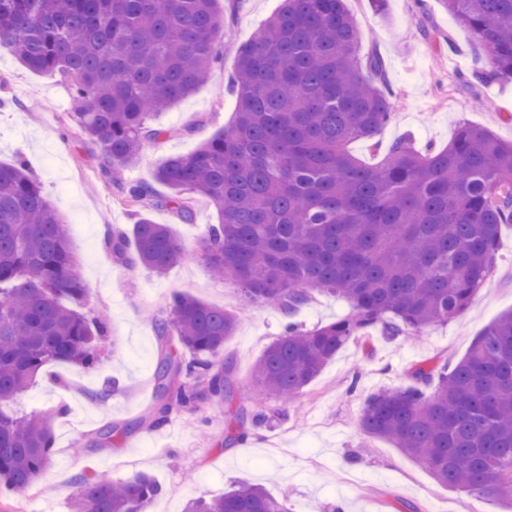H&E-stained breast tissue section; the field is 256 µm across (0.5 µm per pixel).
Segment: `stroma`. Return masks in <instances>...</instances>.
I'll return each instance as SVG.
<instances>
[{
	"label": "stroma",
	"instance_id": "1",
	"mask_svg": "<svg viewBox=\"0 0 512 512\" xmlns=\"http://www.w3.org/2000/svg\"><path fill=\"white\" fill-rule=\"evenodd\" d=\"M281 5L219 0L217 9L233 32L220 48V61L204 85L157 118L166 136L147 142L135 163L114 174L101 148L83 139L69 87L0 50V162L25 161L66 225L89 290L85 313L108 315L107 337L93 366L49 365L18 397L25 413L62 406L67 413L55 422L51 462L35 482L22 492L0 485V512H71L82 478L120 482L139 473L162 487L149 512H185L189 502L241 482L265 486L285 499L290 512H512L497 498L448 490L391 444L363 438L359 430L371 394L409 385L413 368L458 360L475 336L512 310V225L501 231L493 278L463 315L415 338L392 340L372 328L287 404L261 392L253 368L289 320L277 307L248 302L236 282L212 275L200 235L218 221L213 205L195 200L188 222L168 208L151 210L185 250V259L167 273L124 265L112 253L110 237L129 230L140 209L130 187L168 195L167 187L155 183V170L232 125L231 77L239 48ZM347 7L358 25L359 56L377 54L385 62L393 110L374 142L348 144L359 162L379 164L388 147L404 139L420 152L447 146L466 123L512 142V82L489 79L490 52L438 0H387L380 14L372 0H347ZM176 292L237 314L236 331L224 346L232 393L222 403L184 409L150 427L140 419L153 403L154 321L168 316ZM350 313L344 298L318 292L291 321L310 331ZM239 408L264 413L266 421L247 427L245 440L230 442L226 428ZM108 424L128 432L111 445L96 444V432Z\"/></svg>",
	"mask_w": 512,
	"mask_h": 512
}]
</instances>
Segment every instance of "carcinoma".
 <instances>
[{
	"label": "carcinoma",
	"mask_w": 512,
	"mask_h": 512,
	"mask_svg": "<svg viewBox=\"0 0 512 512\" xmlns=\"http://www.w3.org/2000/svg\"><path fill=\"white\" fill-rule=\"evenodd\" d=\"M472 40L490 50L492 77L512 81V0H439ZM217 0H0V47L32 72L72 91L81 133L111 170L168 134L152 121L201 86L220 60ZM345 0H284L238 53L234 124L156 180L172 194L132 191L146 208L112 237L126 265L158 274L185 254L147 210L185 221L200 197L218 223L202 237L209 267L260 306L294 315L313 291L335 293L352 313L311 331L286 326L259 358L255 379L291 399L351 340L378 324L418 336L461 316L491 278L502 226L512 224V144L465 125L448 147L422 154L392 144L365 166L344 150L392 119L383 61L356 52ZM87 288L65 224L21 162L0 163V484L27 489L48 467L53 419L25 414L16 397L42 369L97 361L104 320L81 311ZM155 320V426L203 399L224 400V344L236 317L176 293ZM191 355L183 359L179 351ZM193 379L187 383L181 377ZM413 384L365 404L366 437H380L450 489L512 505V313L501 315L457 362L412 372ZM241 411L228 440L245 436ZM162 492L148 474L81 481L73 512H145ZM185 512H289L263 487L242 483Z\"/></svg>",
	"instance_id": "obj_1"
}]
</instances>
